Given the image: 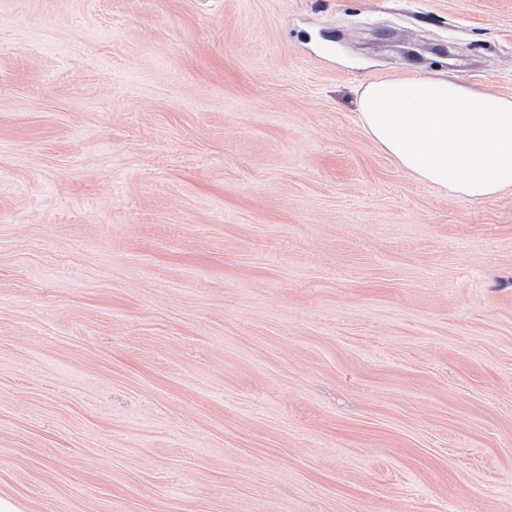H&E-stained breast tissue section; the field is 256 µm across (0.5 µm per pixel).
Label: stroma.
Instances as JSON below:
<instances>
[{
  "label": "stroma",
  "instance_id": "obj_1",
  "mask_svg": "<svg viewBox=\"0 0 512 512\" xmlns=\"http://www.w3.org/2000/svg\"><path fill=\"white\" fill-rule=\"evenodd\" d=\"M512 97V0H0V495L512 512V195L366 83ZM357 118L382 152L440 193L512 194V98L448 79L377 80L360 90Z\"/></svg>",
  "mask_w": 512,
  "mask_h": 512
}]
</instances>
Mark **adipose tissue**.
<instances>
[{"label": "adipose tissue", "instance_id": "obj_1", "mask_svg": "<svg viewBox=\"0 0 512 512\" xmlns=\"http://www.w3.org/2000/svg\"><path fill=\"white\" fill-rule=\"evenodd\" d=\"M357 118L382 152L440 193L512 194V98L448 79L377 80L362 87Z\"/></svg>", "mask_w": 512, "mask_h": 512}]
</instances>
